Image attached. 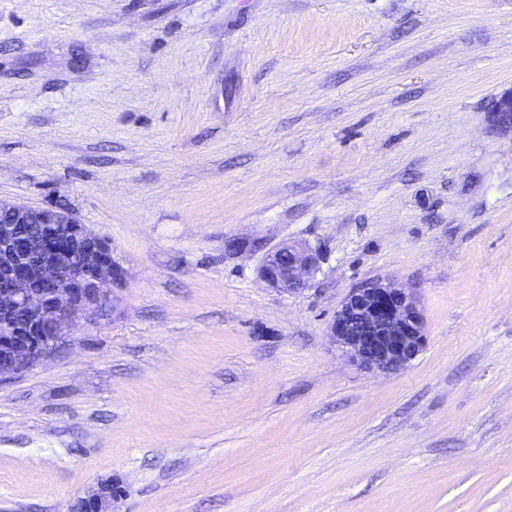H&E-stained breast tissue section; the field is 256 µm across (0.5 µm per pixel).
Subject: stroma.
Listing matches in <instances>:
<instances>
[{
	"instance_id": "obj_1",
	"label": "stroma",
	"mask_w": 512,
	"mask_h": 512,
	"mask_svg": "<svg viewBox=\"0 0 512 512\" xmlns=\"http://www.w3.org/2000/svg\"><path fill=\"white\" fill-rule=\"evenodd\" d=\"M512 0H0V199L112 245L0 382V512H512ZM257 238L323 260L284 294ZM415 290L366 374L328 324ZM328 329L348 361L364 372L402 371L426 343L415 293L389 279L351 288ZM115 491L112 484H105L86 498L78 500L70 512H112Z\"/></svg>"
}]
</instances>
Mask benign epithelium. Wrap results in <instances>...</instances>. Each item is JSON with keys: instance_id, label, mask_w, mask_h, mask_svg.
<instances>
[{"instance_id": "benign-epithelium-1", "label": "benign epithelium", "mask_w": 512, "mask_h": 512, "mask_svg": "<svg viewBox=\"0 0 512 512\" xmlns=\"http://www.w3.org/2000/svg\"><path fill=\"white\" fill-rule=\"evenodd\" d=\"M497 122L512 128V95L496 102ZM224 250H264L258 240L235 238ZM319 250L284 243L265 254L257 275L268 286L304 289L319 267ZM122 270L105 239L60 207L0 200V381L55 352L67 331L106 300L104 284ZM329 336L364 372L407 368L426 343L419 301L409 288L376 279L351 289L336 310ZM115 491L105 484L70 512H112Z\"/></svg>"}]
</instances>
